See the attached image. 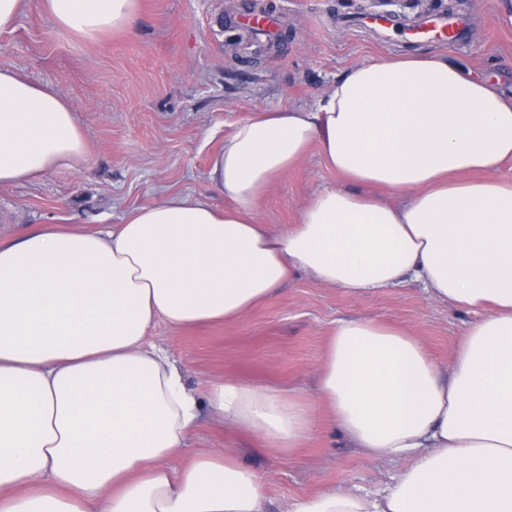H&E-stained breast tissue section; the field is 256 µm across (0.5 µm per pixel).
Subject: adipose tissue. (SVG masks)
<instances>
[{"label": "adipose tissue", "instance_id": "ef3b65f1", "mask_svg": "<svg viewBox=\"0 0 512 512\" xmlns=\"http://www.w3.org/2000/svg\"><path fill=\"white\" fill-rule=\"evenodd\" d=\"M59 29L132 34L138 0H41ZM342 179L297 223H258L268 186L311 147ZM512 95L443 54L363 61L308 107L254 113L215 152L208 196L175 194L103 229L0 239V512H265L227 453L170 469L201 416L277 455L315 408L368 456L411 459L386 489H338L292 512H512ZM67 100L0 68V185L86 168ZM367 185L398 204L353 192ZM303 272L362 297L407 280L487 310L448 373L418 338L338 323L313 394L237 379L187 386L147 340L234 319Z\"/></svg>", "mask_w": 512, "mask_h": 512}]
</instances>
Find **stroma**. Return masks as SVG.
<instances>
[{
  "instance_id": "stroma-1",
  "label": "stroma",
  "mask_w": 512,
  "mask_h": 512,
  "mask_svg": "<svg viewBox=\"0 0 512 512\" xmlns=\"http://www.w3.org/2000/svg\"><path fill=\"white\" fill-rule=\"evenodd\" d=\"M279 34L261 55L246 53L240 28L226 17L251 0H139L132 35L87 40L58 29L40 0H26L12 31L0 33V68L51 84L69 102L89 150L86 170L60 169L37 180L0 186V238L38 224L96 230L122 223L132 210L173 194H207L213 204L212 154L234 126L262 110L309 106L355 64L395 55L448 52L473 76L512 94V0H393L389 11L408 19L471 15L459 44L443 47L391 30L343 28L336 19L376 11L372 0H271ZM317 150L277 179L257 206L259 223H295L320 188L338 183ZM481 312L431 298L407 281L354 297L304 273L288 279L271 300L230 322L148 332L181 367L191 388L224 377L312 390L331 329L369 318L407 329L448 368L469 324ZM233 453L262 476L270 512L329 489L377 492L408 467L353 448L326 420L293 457L254 447L248 436L201 419L185 448L168 461L184 467L198 454Z\"/></svg>"
}]
</instances>
